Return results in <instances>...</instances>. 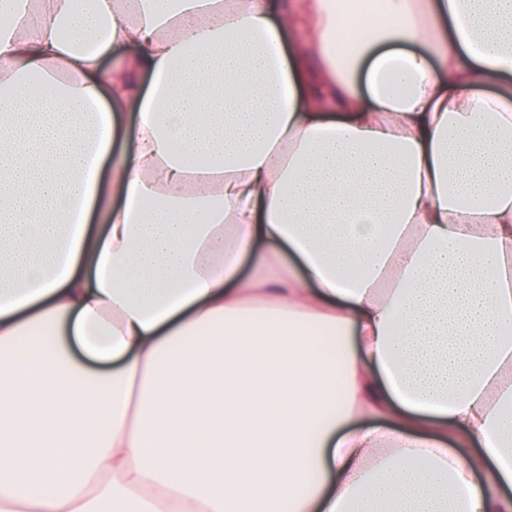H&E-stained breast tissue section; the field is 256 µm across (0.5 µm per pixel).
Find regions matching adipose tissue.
I'll return each mask as SVG.
<instances>
[{"label":"adipose tissue","mask_w":512,"mask_h":512,"mask_svg":"<svg viewBox=\"0 0 512 512\" xmlns=\"http://www.w3.org/2000/svg\"><path fill=\"white\" fill-rule=\"evenodd\" d=\"M490 75L512 0H0V512H512Z\"/></svg>","instance_id":"adipose-tissue-1"}]
</instances>
